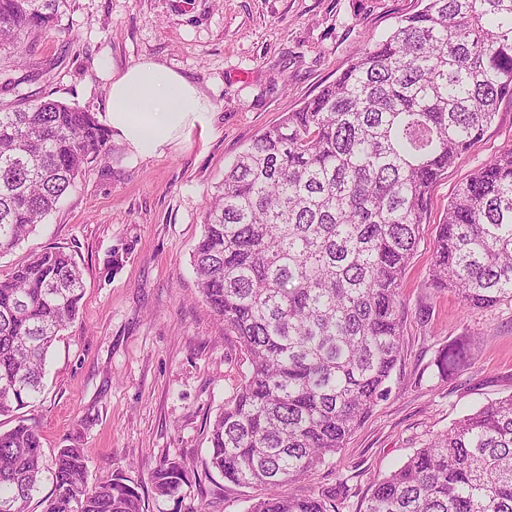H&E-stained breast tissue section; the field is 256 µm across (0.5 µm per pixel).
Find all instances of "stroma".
Returning a JSON list of instances; mask_svg holds the SVG:
<instances>
[{"mask_svg": "<svg viewBox=\"0 0 512 512\" xmlns=\"http://www.w3.org/2000/svg\"><path fill=\"white\" fill-rule=\"evenodd\" d=\"M421 0H68L26 63L0 52V107L37 99L103 118L105 69L150 58L188 78L213 103L204 125L142 155L110 137L112 163L90 160L37 232L0 258V274L46 249L66 251L83 273L75 320L57 337L40 399L0 419L36 427L44 460L83 448L89 484L120 474L143 512H246L251 488L206 477L209 432L247 370L224 324L199 295L191 258L205 199L251 139L333 82L360 52ZM512 146V100L482 140L436 185L417 253L403 279L402 353L391 393L329 462L283 493L309 495L346 480L336 512H360L374 478L487 401L512 395V303L465 311L430 286L433 224L453 188ZM466 342L468 365L438 366ZM180 460L188 479L156 496L150 472Z\"/></svg>", "mask_w": 512, "mask_h": 512, "instance_id": "1", "label": "stroma"}]
</instances>
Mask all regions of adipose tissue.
Segmentation results:
<instances>
[{
  "label": "adipose tissue",
  "mask_w": 512,
  "mask_h": 512,
  "mask_svg": "<svg viewBox=\"0 0 512 512\" xmlns=\"http://www.w3.org/2000/svg\"><path fill=\"white\" fill-rule=\"evenodd\" d=\"M106 124L113 134L142 153L179 138L203 123L213 105L178 72L143 59L110 73Z\"/></svg>",
  "instance_id": "1"
}]
</instances>
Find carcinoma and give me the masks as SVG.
Instances as JSON below:
<instances>
[{"label":"carcinoma","mask_w":512,"mask_h":512,"mask_svg":"<svg viewBox=\"0 0 512 512\" xmlns=\"http://www.w3.org/2000/svg\"><path fill=\"white\" fill-rule=\"evenodd\" d=\"M67 0H0V49L27 56ZM512 98V0H426L332 83L261 131L224 171L193 270L202 299L248 361L210 431L209 469L259 488L247 512H332L347 482L304 497L285 484L324 465L391 392L401 354L402 278L431 194ZM108 134L79 107L0 109V256L36 231ZM430 284L466 309L512 303V147L449 195ZM84 293L73 256L48 250L0 277V417L41 393L49 349ZM460 346L440 366L460 370ZM44 470L40 432H0V512H27ZM44 512H142L116 477L88 487V460L60 448ZM188 480L174 459L159 496ZM363 512H512V395L435 434L373 481Z\"/></svg>","instance_id":"carcinoma-1"}]
</instances>
